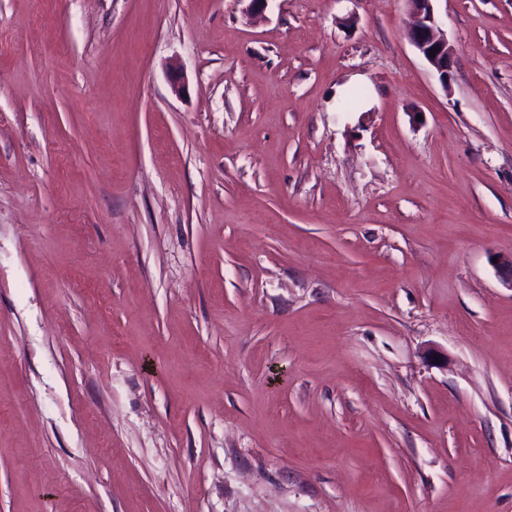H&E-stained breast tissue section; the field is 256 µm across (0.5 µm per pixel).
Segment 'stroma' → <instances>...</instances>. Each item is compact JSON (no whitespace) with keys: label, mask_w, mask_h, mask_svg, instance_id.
Returning <instances> with one entry per match:
<instances>
[{"label":"stroma","mask_w":512,"mask_h":512,"mask_svg":"<svg viewBox=\"0 0 512 512\" xmlns=\"http://www.w3.org/2000/svg\"><path fill=\"white\" fill-rule=\"evenodd\" d=\"M247 7L0 0V512H512V0ZM437 0H406L409 10L408 35L411 44L438 75L442 86L452 78L455 49L449 43L436 15L433 2ZM438 47L435 57L430 52Z\"/></svg>","instance_id":"1"}]
</instances>
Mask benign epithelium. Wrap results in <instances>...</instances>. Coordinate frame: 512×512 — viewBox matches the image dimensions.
I'll list each match as a JSON object with an SVG mask.
<instances>
[{
	"label": "benign epithelium",
	"instance_id": "obj_1",
	"mask_svg": "<svg viewBox=\"0 0 512 512\" xmlns=\"http://www.w3.org/2000/svg\"><path fill=\"white\" fill-rule=\"evenodd\" d=\"M435 0H406L409 10L408 35L411 44L438 75L443 88L452 78L455 49L449 43L436 15ZM435 56H430L431 51ZM502 283L512 288V255L497 257L494 263Z\"/></svg>",
	"mask_w": 512,
	"mask_h": 512
}]
</instances>
